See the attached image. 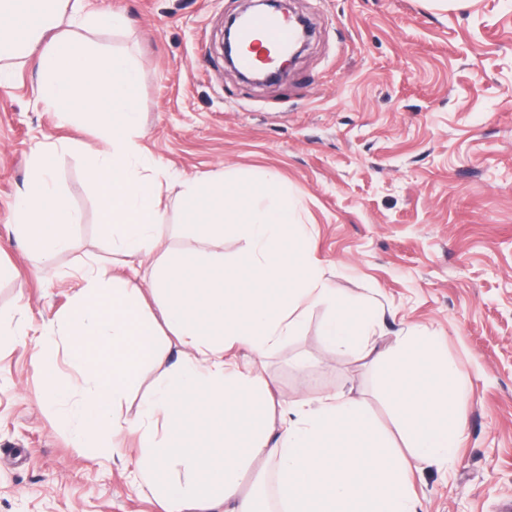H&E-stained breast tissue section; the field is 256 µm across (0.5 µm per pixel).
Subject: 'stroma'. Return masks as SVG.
Wrapping results in <instances>:
<instances>
[{"label":"stroma","mask_w":512,"mask_h":512,"mask_svg":"<svg viewBox=\"0 0 512 512\" xmlns=\"http://www.w3.org/2000/svg\"><path fill=\"white\" fill-rule=\"evenodd\" d=\"M95 4L127 26L89 40L142 72L138 142L165 170L160 250L223 254L232 275L245 240L218 243L180 224L184 180L266 172L285 183L309 226V261L337 293L380 310L376 351L426 329L465 379L453 462L412 464L419 512H512V0L446 10L427 0H291L312 37L286 79L261 86L240 80L220 49L242 0ZM36 79L29 62L0 86V257L17 269L0 283V324L26 330L0 347V512H163L133 481L137 435L97 459L43 405L47 378L74 371L37 367L35 341L69 307L73 269L109 251L87 175L101 144L62 124ZM39 143L54 149L59 193L81 216L70 247L42 262L12 224ZM329 314L309 309L256 370L276 399L340 394L396 434L373 359L326 349Z\"/></svg>","instance_id":"1"}]
</instances>
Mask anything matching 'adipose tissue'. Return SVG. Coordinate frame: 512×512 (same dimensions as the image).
Listing matches in <instances>:
<instances>
[{
	"label": "adipose tissue",
	"instance_id": "ef3b65f1",
	"mask_svg": "<svg viewBox=\"0 0 512 512\" xmlns=\"http://www.w3.org/2000/svg\"><path fill=\"white\" fill-rule=\"evenodd\" d=\"M67 23L70 36L57 35ZM124 14L91 9L89 0H0V85L14 61L36 59L38 93L60 120L77 122L102 142L89 167L112 262L132 268L164 231L162 172L143 154L136 110L140 74L124 57L78 38V31L125 28ZM185 224L216 241L232 231L248 259L223 287L220 254H166L153 264L149 288L138 274L111 275L89 256L74 273L78 288L52 334L35 345L37 362L65 356L80 380H48L47 407L80 447L107 456L113 439L139 432L137 477L167 512H259L240 487L255 461L274 512H417L408 457L446 465L463 441L454 410L463 379L438 336L412 330L379 374L410 456L397 451L366 406L330 394L289 403L275 414L270 382L235 353L262 357L299 330L307 310L332 309L322 327L331 351L369 354L381 320L375 306L333 293L307 261L308 227L287 186L268 175L194 177L181 194ZM80 218L60 197L52 155L32 151L27 188L14 205L22 247L49 259L69 244ZM111 262V263H112ZM162 317L146 312L148 298ZM181 345L171 352L159 325ZM163 366L135 418L118 409L141 369Z\"/></svg>",
	"mask_w": 512,
	"mask_h": 512
}]
</instances>
